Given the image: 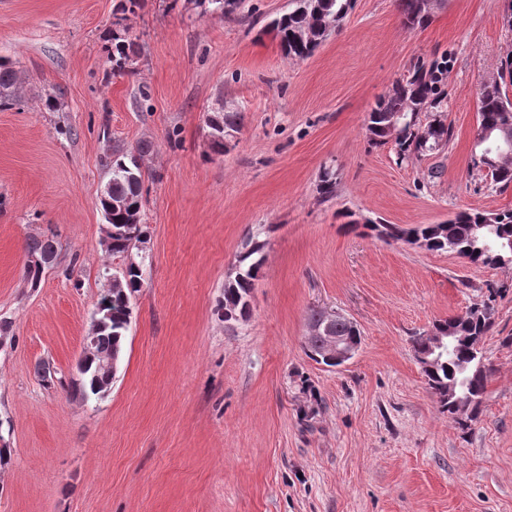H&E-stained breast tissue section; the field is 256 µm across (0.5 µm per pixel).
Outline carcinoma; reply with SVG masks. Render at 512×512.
<instances>
[{
	"label": "carcinoma",
	"mask_w": 512,
	"mask_h": 512,
	"mask_svg": "<svg viewBox=\"0 0 512 512\" xmlns=\"http://www.w3.org/2000/svg\"><path fill=\"white\" fill-rule=\"evenodd\" d=\"M353 0H289L288 11L272 20L270 27L279 39L285 55L292 59L304 60L314 54L328 35L331 27L339 25L352 9ZM397 8L405 27H423L428 21L417 15L418 0H397ZM129 27H124L112 36V60L118 69H123L130 60L129 50L133 41L128 39ZM444 65L434 60L430 64L417 63L409 72L406 86L394 84L382 96L369 113L365 124V135L374 147L388 144L385 127L396 123L393 142L397 159L403 161L413 154L423 155L419 129L420 114L438 109L447 97L440 87ZM497 73L500 85L477 91L479 124L494 127L512 120V58L500 63ZM18 77L15 70L0 62V108L15 102ZM492 183L501 189L512 185V164L503 165L488 173ZM112 199L120 200L123 206L103 209L107 226L134 224L138 236L134 238L115 237L112 242L114 256L127 255L146 236L141 224L143 202V181L137 159L131 154L117 150L112 153L110 163ZM319 190L323 198L329 199L336 193L335 172L324 170L320 176ZM487 214L481 211H461L450 219L449 236L436 232L432 224H418L409 228L390 225L387 237L400 240L411 246L427 244L431 251H451L474 264L488 265V255L512 248V209L496 213L493 224L485 223ZM264 245L254 242L237 259V271L224 284V302L235 305L232 321H245L250 314L247 304L254 282L259 278L264 264ZM29 260L25 263V276L32 285L40 282L48 265H38L31 260L56 259L55 241L51 238H32L26 247ZM143 270L140 264H129L122 273V288L112 294V319L109 326L98 334L95 356L86 359V371L82 378V392L88 397L94 395L93 378L96 374L98 353L113 352L122 355L129 328L130 297L141 288ZM487 313L476 315L467 311L463 316H454L434 325L441 333L447 350L424 371L429 388L437 398L442 412L457 419L456 404L466 401L480 410L486 391L487 367L482 352L476 349L477 342L493 326V308L486 302L474 304Z\"/></svg>",
	"instance_id": "cac0c4a2"
}]
</instances>
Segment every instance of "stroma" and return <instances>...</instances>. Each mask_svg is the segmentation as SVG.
Listing matches in <instances>:
<instances>
[{"mask_svg": "<svg viewBox=\"0 0 512 512\" xmlns=\"http://www.w3.org/2000/svg\"><path fill=\"white\" fill-rule=\"evenodd\" d=\"M512 0H444L407 29L396 0H354L313 56L286 57L270 22L288 0H140L134 55L114 71L121 0H0V512H512V265L413 248L349 220L411 227L512 209L472 166L476 91L512 55ZM441 59L442 150L398 162L365 120L417 61ZM244 120L223 154L208 119ZM150 149L138 153L141 144ZM116 150L138 153L147 240L103 245L99 200ZM336 193L319 190L323 169ZM52 237L38 286L25 245ZM263 243L247 320L224 284ZM143 265L110 390L83 397L77 362L100 293ZM490 300L476 419L442 413L413 341ZM333 309L362 343L309 358L306 317ZM57 384L45 385L40 364ZM18 77L15 70L4 62H0V108L13 105L16 97Z\"/></svg>", "mask_w": 512, "mask_h": 512, "instance_id": "35a3bbf8", "label": "stroma"}]
</instances>
